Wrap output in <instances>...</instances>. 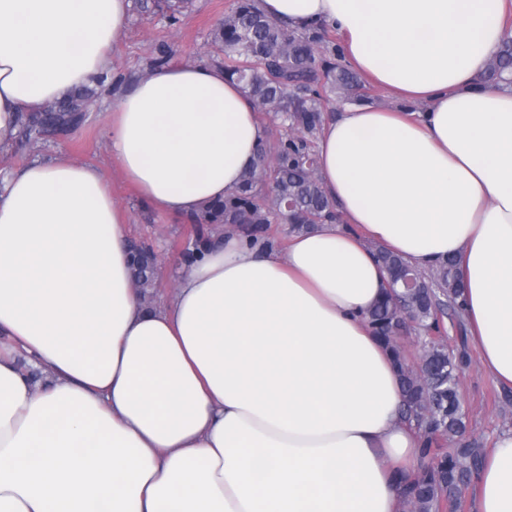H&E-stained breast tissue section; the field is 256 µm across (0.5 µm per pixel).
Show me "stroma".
<instances>
[{
	"label": "stroma",
	"mask_w": 512,
	"mask_h": 512,
	"mask_svg": "<svg viewBox=\"0 0 512 512\" xmlns=\"http://www.w3.org/2000/svg\"><path fill=\"white\" fill-rule=\"evenodd\" d=\"M229 3L230 0H189L178 22L173 24L165 12L155 8L154 0H132L126 34L111 51L113 70L124 81H136L148 75L164 50L175 65L221 62L223 53L213 44L212 33ZM107 115L108 105L103 96L95 95L84 125L69 139L12 152L0 158V169H18L33 159H48L62 151L78 162L107 172L113 196L129 216L132 240L152 244L162 260V271L153 290L152 303L157 306L168 296L177 271L184 267L177 246L186 241L189 225L186 219L145 205L133 189L113 175L106 136ZM467 351L470 363L460 379V393L469 417L467 437L487 448L502 431L512 429V392L499 389L483 370L475 346H468Z\"/></svg>",
	"instance_id": "35a3bbf8"
}]
</instances>
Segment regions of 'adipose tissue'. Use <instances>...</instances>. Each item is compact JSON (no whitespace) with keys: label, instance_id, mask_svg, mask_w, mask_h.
<instances>
[{"label":"adipose tissue","instance_id":"obj_1","mask_svg":"<svg viewBox=\"0 0 512 512\" xmlns=\"http://www.w3.org/2000/svg\"><path fill=\"white\" fill-rule=\"evenodd\" d=\"M261 6L336 29L346 62L416 111L340 110L318 156L341 224L282 252L225 230L152 310L102 170L61 152L1 174L0 512H399L419 443L364 319L386 286L370 241L423 270L455 258L471 340L512 389V86L480 82L512 0ZM129 8L0 0V156L21 113L107 76L114 167L185 217L237 188L268 129L223 68L113 77ZM475 487L474 512H512V430Z\"/></svg>","mask_w":512,"mask_h":512}]
</instances>
